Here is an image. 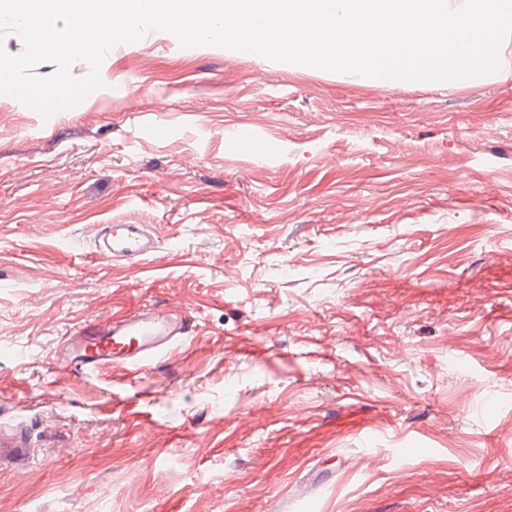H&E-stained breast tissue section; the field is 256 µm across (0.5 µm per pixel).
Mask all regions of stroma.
Masks as SVG:
<instances>
[{
  "label": "stroma",
  "instance_id": "obj_1",
  "mask_svg": "<svg viewBox=\"0 0 512 512\" xmlns=\"http://www.w3.org/2000/svg\"><path fill=\"white\" fill-rule=\"evenodd\" d=\"M100 78L0 95V512H512V65L384 87L151 30ZM144 310L186 332L140 374L55 369ZM98 241L99 256L142 260L157 251L158 245L141 224H109Z\"/></svg>",
  "mask_w": 512,
  "mask_h": 512
}]
</instances>
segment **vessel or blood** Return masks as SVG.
<instances>
[{"label": "vessel or blood", "instance_id": "vessel-or-blood-1", "mask_svg": "<svg viewBox=\"0 0 512 512\" xmlns=\"http://www.w3.org/2000/svg\"><path fill=\"white\" fill-rule=\"evenodd\" d=\"M157 248V243L140 224L109 225L97 244L99 256L106 259L140 260L156 252ZM174 333L170 320L156 319L146 311L66 337L57 363L60 368L78 372H95L104 365L117 364L138 373L143 370L146 360L159 352Z\"/></svg>", "mask_w": 512, "mask_h": 512}]
</instances>
